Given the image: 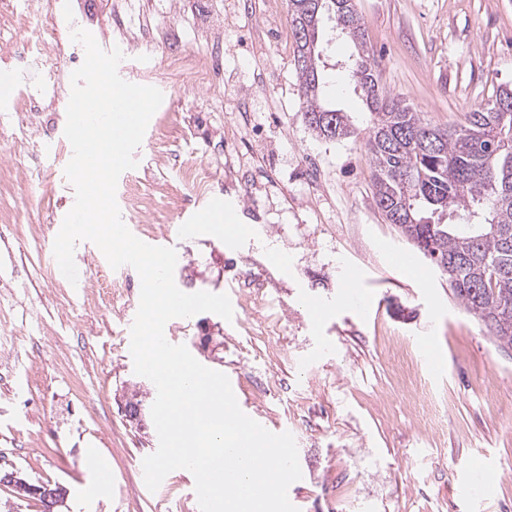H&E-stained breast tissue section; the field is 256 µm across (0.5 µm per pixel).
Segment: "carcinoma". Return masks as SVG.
Returning a JSON list of instances; mask_svg holds the SVG:
<instances>
[{
    "mask_svg": "<svg viewBox=\"0 0 512 512\" xmlns=\"http://www.w3.org/2000/svg\"><path fill=\"white\" fill-rule=\"evenodd\" d=\"M317 2L288 0L305 125L325 141L358 135L325 98L320 32L331 22L354 45L343 68L374 113L364 139L378 209L448 277L463 309L511 349L512 113L504 115L498 104L512 101V89L498 90L487 107L444 130L436 147H423L420 137L431 125L381 85L355 0H323L329 11L316 10Z\"/></svg>",
    "mask_w": 512,
    "mask_h": 512,
    "instance_id": "cac0c4a2",
    "label": "carcinoma"
}]
</instances>
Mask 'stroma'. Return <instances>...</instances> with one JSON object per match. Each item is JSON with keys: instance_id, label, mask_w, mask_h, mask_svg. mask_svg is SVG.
Segmentation results:
<instances>
[{"instance_id": "stroma-1", "label": "stroma", "mask_w": 512, "mask_h": 512, "mask_svg": "<svg viewBox=\"0 0 512 512\" xmlns=\"http://www.w3.org/2000/svg\"><path fill=\"white\" fill-rule=\"evenodd\" d=\"M21 19L0 30L15 54L9 98L35 109L0 111V336L15 371L0 380V478L62 485L59 512H196L195 487L181 470L156 491L140 463L157 444L153 422L136 424L123 395L138 376L128 322L141 282L111 268L100 249L79 242L70 284L48 256L57 219L74 190L64 175L70 75L84 49L72 28L103 50L120 48L128 82L160 89L135 169L119 178L124 223L143 241L166 234L180 255L174 279L186 293L235 295L244 278L265 288L232 320L213 313L175 318L165 337L204 366L234 375L241 409L267 430L291 433L302 472L298 512H506L512 506V352L454 300L448 278L425 259L408 268L412 246L378 210L361 138L324 141L307 128L290 31L259 36L260 21L239 0H7ZM381 84L423 120L459 124L512 87V0H356ZM56 32L54 79L28 64L44 24ZM178 46L184 66L169 67ZM344 37L325 53L326 93L357 127L372 116L341 61ZM58 141L46 156V141ZM252 166L250 193L227 186L226 156ZM208 165L202 195L181 185L182 168ZM139 188L138 204L123 193ZM217 205L236 233L197 235L182 225ZM364 287L376 306L365 317L344 304ZM277 320V336L253 334ZM110 464V494L98 495L86 465ZM489 472L484 510L461 470Z\"/></svg>"}]
</instances>
